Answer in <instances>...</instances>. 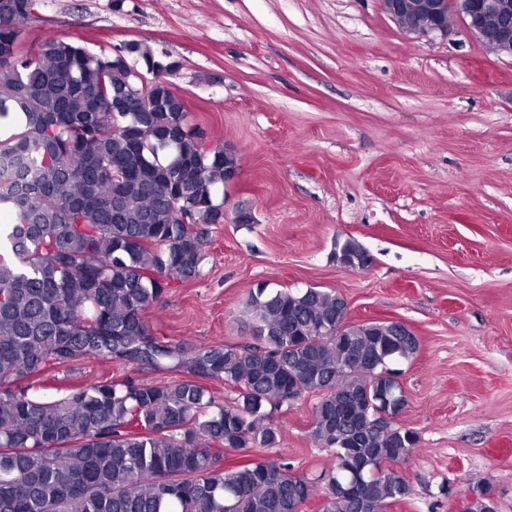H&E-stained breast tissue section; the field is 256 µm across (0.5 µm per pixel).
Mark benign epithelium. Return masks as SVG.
<instances>
[{"label": "benign epithelium", "instance_id": "benign-epithelium-1", "mask_svg": "<svg viewBox=\"0 0 512 512\" xmlns=\"http://www.w3.org/2000/svg\"><path fill=\"white\" fill-rule=\"evenodd\" d=\"M401 32L415 38H446L456 22L488 51L512 57V0H380Z\"/></svg>", "mask_w": 512, "mask_h": 512}]
</instances>
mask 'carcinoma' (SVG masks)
<instances>
[{"label": "carcinoma", "mask_w": 512, "mask_h": 512, "mask_svg": "<svg viewBox=\"0 0 512 512\" xmlns=\"http://www.w3.org/2000/svg\"><path fill=\"white\" fill-rule=\"evenodd\" d=\"M30 2L0 0V512H386L409 496L398 467L418 438L394 422L408 400L391 364L416 336L349 323L332 291L265 286L246 303L250 345L158 335L146 313L200 275L237 159L188 124L176 64L134 42L28 46ZM117 50L146 71L112 66ZM91 360L112 376L34 395ZM310 394V435L335 462L317 481L252 458L279 443L272 411ZM229 453L247 461L227 470ZM477 490L467 512H496Z\"/></svg>", "instance_id": "cac0c4a2"}]
</instances>
